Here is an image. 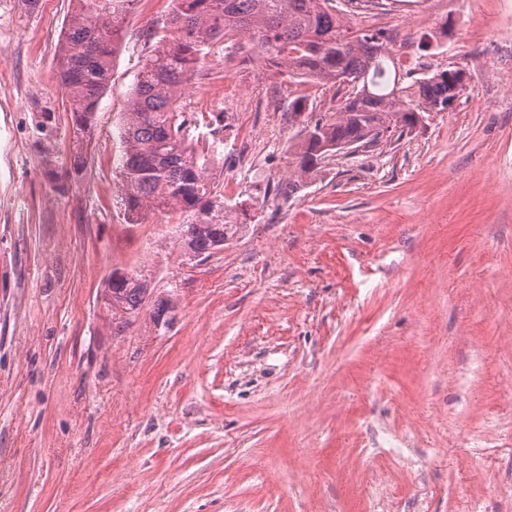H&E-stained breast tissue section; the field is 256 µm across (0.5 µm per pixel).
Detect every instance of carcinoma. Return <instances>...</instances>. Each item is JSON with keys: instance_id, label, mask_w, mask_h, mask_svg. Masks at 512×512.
Wrapping results in <instances>:
<instances>
[{"instance_id": "carcinoma-1", "label": "carcinoma", "mask_w": 512, "mask_h": 512, "mask_svg": "<svg viewBox=\"0 0 512 512\" xmlns=\"http://www.w3.org/2000/svg\"><path fill=\"white\" fill-rule=\"evenodd\" d=\"M134 0H77L58 57L61 85L72 102L75 123L85 133L99 97L112 76L120 30L114 18ZM166 28L145 58L120 126V202L133 224L148 213L180 211V247L190 258L224 246L246 223L239 203L217 192L210 167L222 156L226 126L205 125L183 112L184 84L215 44L259 52L286 66L290 80L307 79L335 89L334 117L303 126L288 157L293 177L276 188L291 196L305 178L336 153V146L365 147L380 134L418 125L422 113L447 109L462 89L461 68L410 78L391 55L380 53L390 39L383 30L354 29L333 0H172ZM247 42H241V39ZM148 281L137 271L115 269L107 281L112 321L137 314L148 299Z\"/></svg>"}]
</instances>
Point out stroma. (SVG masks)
<instances>
[{
    "label": "stroma",
    "instance_id": "1",
    "mask_svg": "<svg viewBox=\"0 0 512 512\" xmlns=\"http://www.w3.org/2000/svg\"><path fill=\"white\" fill-rule=\"evenodd\" d=\"M74 7L0 0V512H512V0L391 8L392 55L465 69L463 90L288 198L289 144L337 102L215 45L181 102H223L212 177L258 203L201 261L183 214L116 202L170 0H135L82 139L57 69ZM116 269L170 322L116 331Z\"/></svg>",
    "mask_w": 512,
    "mask_h": 512
}]
</instances>
